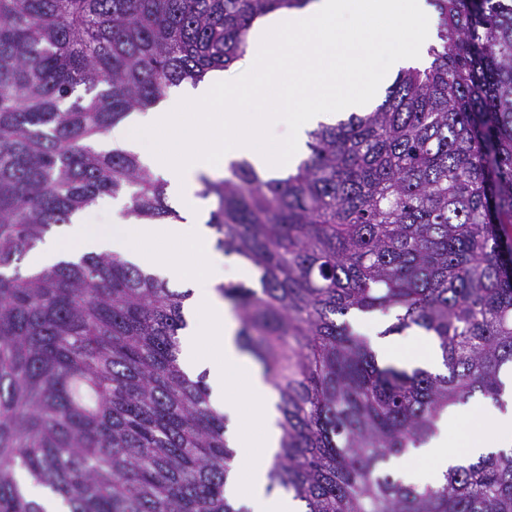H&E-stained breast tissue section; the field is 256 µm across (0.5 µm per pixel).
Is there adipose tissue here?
Wrapping results in <instances>:
<instances>
[{
	"mask_svg": "<svg viewBox=\"0 0 512 512\" xmlns=\"http://www.w3.org/2000/svg\"><path fill=\"white\" fill-rule=\"evenodd\" d=\"M367 14L384 20V27L368 28ZM388 43L397 46L389 69L429 65L427 50L439 39L428 0H309L267 15L250 34L245 54L251 65L234 82L217 70L197 85L168 90L102 138L105 149L137 154L166 182L179 202L178 219L143 223L128 215L127 200L115 199L109 223L80 211L27 258L28 267L42 269L86 254H113L187 292L181 366L191 376L206 373L210 403L229 420L226 439L235 459L225 495L248 512L301 510L291 495L265 493L266 473L280 450L278 397L236 345L237 324L219 287L248 278L250 269L214 249L200 178L241 159L265 177L294 168L318 124L366 108V93L380 79L365 59ZM190 103L191 113L185 110ZM503 399L501 407L489 401L476 411L450 408L415 457L397 460L403 477L435 484L449 467L512 447V382Z\"/></svg>",
	"mask_w": 512,
	"mask_h": 512,
	"instance_id": "ef3b65f1",
	"label": "adipose tissue"
}]
</instances>
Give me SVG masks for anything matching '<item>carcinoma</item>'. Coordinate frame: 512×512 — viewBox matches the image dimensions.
<instances>
[{"label": "carcinoma", "mask_w": 512, "mask_h": 512, "mask_svg": "<svg viewBox=\"0 0 512 512\" xmlns=\"http://www.w3.org/2000/svg\"><path fill=\"white\" fill-rule=\"evenodd\" d=\"M308 2L0 0V512H44L30 485L69 512H247L224 497V415L180 366L188 294L114 255L18 263L102 196L178 218L137 155L94 142ZM432 2L430 66L311 132L294 172L200 178L216 247L256 272L219 292L279 396L267 490L304 512H512V450L440 485L388 468L512 368V0ZM356 312L432 336L446 372L380 362Z\"/></svg>", "instance_id": "1"}]
</instances>
